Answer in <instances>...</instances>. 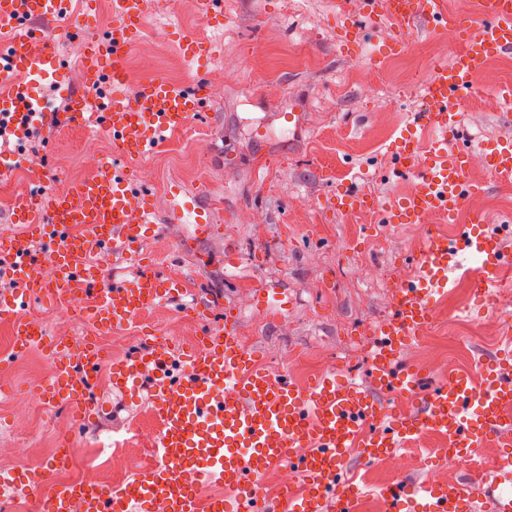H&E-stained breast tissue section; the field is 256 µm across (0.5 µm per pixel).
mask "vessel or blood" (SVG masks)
I'll use <instances>...</instances> for the list:
<instances>
[{
    "mask_svg": "<svg viewBox=\"0 0 512 512\" xmlns=\"http://www.w3.org/2000/svg\"><path fill=\"white\" fill-rule=\"evenodd\" d=\"M71 0H0V29H14L0 74L20 72L24 80L0 95V110L23 115L24 124L11 126V139H23L27 126L57 128L88 126L91 115L82 96H73L64 112L46 111L34 89L41 81L59 78L55 43L45 38L33 48L32 37L20 30L34 18L66 16ZM122 16L105 41L87 50L92 74L110 71L121 80V60L132 45L135 27L146 16V0H112ZM479 33L469 31L465 13L449 15L446 0H355L351 19L342 30L345 42L364 40L369 27L389 20L396 37L381 55L403 49L416 24L433 29L454 28L461 44L452 66L434 65L426 83L425 109L417 123L396 138L393 170L412 183L411 191L382 208L389 224H423L438 217L454 224L451 232L429 231L410 255L416 269L399 283L390 314L376 325L368 354L374 386L385 393L378 400L369 389L324 373L301 385L288 375L271 376L255 354L235 339L237 315L204 325L203 343L185 350L174 341L147 333L125 361L112 367V390L132 400L148 390L158 424L154 441L157 463L141 472L131 488L69 484L44 496L48 469L21 475L0 474V487L22 489L36 512H357L365 491L343 474L352 453L374 462L383 452L412 444L420 430L443 437L438 452L449 465L470 464L474 449L497 440L499 429L512 423V349H505L491 370L474 377L449 371L447 380L427 387L420 369L403 364L402 352L422 343L433 319L435 296L445 294L449 273L459 271L484 304L501 287L512 268V250L485 233V216L470 202L482 192L467 178L471 141L460 128L459 101L470 95L488 60L512 49V0H485ZM204 97L201 81L175 83L151 75L135 96L116 92L101 125L112 134L119 166L98 178L47 195L24 194L14 203L11 221L22 233L0 239V273L16 284L0 292V317H10L34 297L61 299L72 291L88 297L84 319L119 332L134 323L155 301L184 295L177 278L161 279L146 269L133 270L121 281H103L88 261L91 251L120 247L136 250L145 229L157 221L150 192L130 186V172L167 135L187 127ZM486 168L501 181L512 180V140L482 147ZM348 215L377 207L375 199L355 186L337 189L331 199ZM170 218L179 224H206L205 209L173 198ZM48 249L33 253L34 241ZM99 363L89 344L58 350L51 379L36 396L63 403L82 417H93L100 403L93 396ZM419 405L420 413H398L391 400ZM285 464L298 476L295 490L274 500L262 498L260 485L268 471ZM485 512H512V452L503 451L493 467L479 471ZM220 487L221 498L207 501L196 488ZM382 512H476L473 493L461 482L393 480L377 492Z\"/></svg>",
    "mask_w": 512,
    "mask_h": 512,
    "instance_id": "vessel-or-blood-1",
    "label": "vessel or blood"
}]
</instances>
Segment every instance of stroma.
I'll return each mask as SVG.
<instances>
[{"label": "stroma", "instance_id": "35a3bbf8", "mask_svg": "<svg viewBox=\"0 0 512 512\" xmlns=\"http://www.w3.org/2000/svg\"><path fill=\"white\" fill-rule=\"evenodd\" d=\"M152 2L127 63L149 52L156 73L188 82L197 66L181 43L205 38L213 45L206 72L226 88L223 99L200 101L201 120L169 135L134 166L132 179L151 187L159 222L137 256L113 253L103 279L122 278L143 262L156 275L210 290L224 307L238 311V335L270 374L292 372L297 356L319 350L331 355L329 370L337 377L369 385L371 333L390 311L392 288L413 275L408 257L426 230L382 224L372 213L346 216L331 208L330 199L350 183L384 205L410 191L409 180L393 171L390 148L422 110L427 64L452 61L451 42L439 31L418 32L405 51L377 57L394 36L391 25L380 21L362 45L345 43L341 29L350 0H216L210 18L201 15L198 0H183L175 13L168 0ZM112 25L101 0H72L69 17L26 25V32L53 36L57 45L63 78L36 89L49 111L68 106L87 89L89 76L80 65L85 49ZM419 60L425 68L405 74ZM265 73L280 94L264 92ZM460 129L477 144L512 136V108L488 111L469 99L460 111ZM79 136L57 129L38 146L46 159L42 182L27 180L26 154L17 152L14 181L40 194L79 180ZM467 177L483 185L475 205L489 218L488 233L512 246V185L500 184L477 153ZM176 192L210 211L204 235L184 224L178 239H171L166 218ZM229 252L238 257L235 265L224 263ZM464 282V276L450 275L447 296L433 303L439 319L431 333L448 339L444 367L429 372L434 384L452 369L481 375L512 342L506 332L512 306L449 310ZM265 287L287 292V312L276 317L252 297L244 299V292ZM96 394L105 409L81 425L79 435L69 436L74 419L64 411L43 416L55 424V439L98 449L105 463L151 409L144 395L120 402L108 379L97 383Z\"/></svg>", "mask_w": 512, "mask_h": 512}]
</instances>
